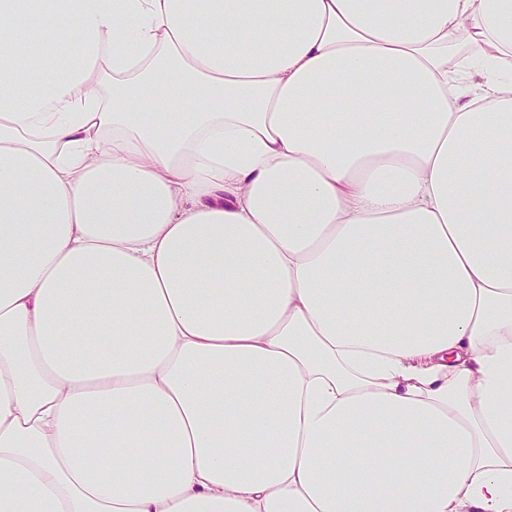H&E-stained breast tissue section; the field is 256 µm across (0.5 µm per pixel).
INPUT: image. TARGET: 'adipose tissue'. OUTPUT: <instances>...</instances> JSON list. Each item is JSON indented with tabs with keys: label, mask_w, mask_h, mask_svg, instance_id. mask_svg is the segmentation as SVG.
<instances>
[{
	"label": "adipose tissue",
	"mask_w": 512,
	"mask_h": 512,
	"mask_svg": "<svg viewBox=\"0 0 512 512\" xmlns=\"http://www.w3.org/2000/svg\"><path fill=\"white\" fill-rule=\"evenodd\" d=\"M0 512H512V0H0Z\"/></svg>",
	"instance_id": "1"
}]
</instances>
